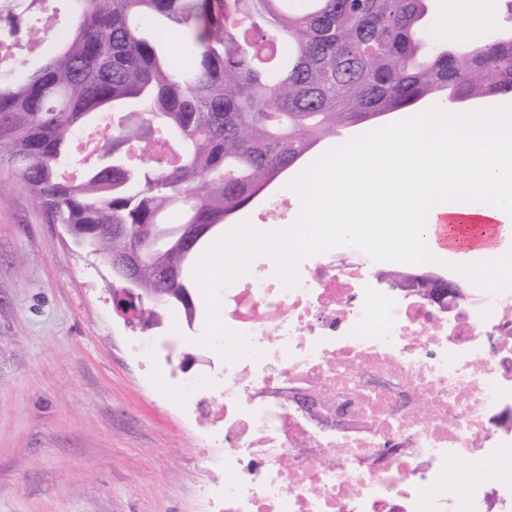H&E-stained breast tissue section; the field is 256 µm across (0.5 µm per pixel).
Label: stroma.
Listing matches in <instances>:
<instances>
[{
	"mask_svg": "<svg viewBox=\"0 0 512 512\" xmlns=\"http://www.w3.org/2000/svg\"><path fill=\"white\" fill-rule=\"evenodd\" d=\"M285 197L288 213L268 202ZM270 227L300 221V199L273 183L237 217ZM112 272L63 226L38 212L19 177L0 166V512H206L222 480L210 443L213 404L157 391L184 355L209 370L203 337L224 308V285L194 288L199 311L161 328L128 327L112 304ZM165 339L172 360L144 365L133 340Z\"/></svg>",
	"mask_w": 512,
	"mask_h": 512,
	"instance_id": "obj_1",
	"label": "stroma"
}]
</instances>
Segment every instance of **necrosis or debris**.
I'll return each mask as SVG.
<instances>
[{"instance_id": "necrosis-or-debris-1", "label": "necrosis or debris", "mask_w": 512, "mask_h": 512, "mask_svg": "<svg viewBox=\"0 0 512 512\" xmlns=\"http://www.w3.org/2000/svg\"><path fill=\"white\" fill-rule=\"evenodd\" d=\"M351 235L290 269L261 258L224 291L214 375L164 393L221 397L213 512H512V313L491 290L444 312L380 287ZM473 461L465 488L449 464Z\"/></svg>"}]
</instances>
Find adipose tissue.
<instances>
[{
	"mask_svg": "<svg viewBox=\"0 0 512 512\" xmlns=\"http://www.w3.org/2000/svg\"><path fill=\"white\" fill-rule=\"evenodd\" d=\"M501 15L500 0H438L439 36L478 39ZM302 200L303 225L280 226L269 247L282 263L348 233L389 261L454 268L485 285L512 280V113L415 112L402 122L318 157ZM447 243H440L439 233ZM258 241L239 225L217 241L202 284L223 280Z\"/></svg>",
	"mask_w": 512,
	"mask_h": 512,
	"instance_id": "ef3b65f1",
	"label": "adipose tissue"
}]
</instances>
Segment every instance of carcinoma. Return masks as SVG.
<instances>
[{
  "instance_id": "cac0c4a2",
  "label": "carcinoma",
  "mask_w": 512,
  "mask_h": 512,
  "mask_svg": "<svg viewBox=\"0 0 512 512\" xmlns=\"http://www.w3.org/2000/svg\"><path fill=\"white\" fill-rule=\"evenodd\" d=\"M71 32L33 72L0 81V165L36 208L107 263L139 253L135 287L172 307L219 225L323 139L422 101L454 110L512 95V30L433 36L430 0H65ZM49 0L4 5L13 39L48 36ZM187 45L180 58L172 36ZM107 119L81 176L79 129Z\"/></svg>"
}]
</instances>
